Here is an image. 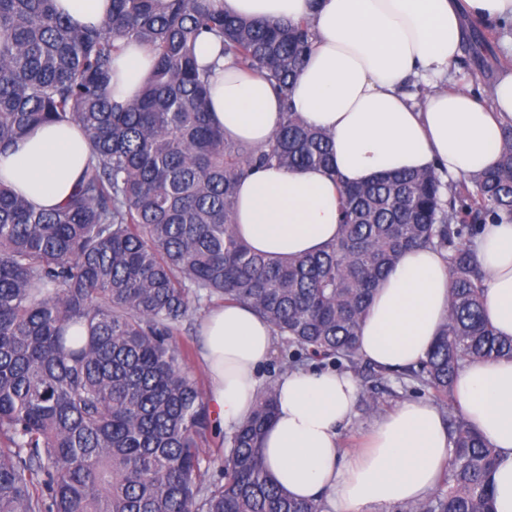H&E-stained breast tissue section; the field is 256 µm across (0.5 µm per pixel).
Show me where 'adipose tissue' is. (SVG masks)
Listing matches in <instances>:
<instances>
[{
  "mask_svg": "<svg viewBox=\"0 0 512 512\" xmlns=\"http://www.w3.org/2000/svg\"><path fill=\"white\" fill-rule=\"evenodd\" d=\"M225 12L268 21L312 20L315 39L297 76L292 104L327 132L337 171L352 184L382 171H436L459 180L493 167L512 123V69L478 97L468 87L433 89L422 103L402 85L453 67L465 17L512 22V0H223ZM199 64L212 68L211 117L227 137L262 146L281 119L272 86L240 71L211 35L198 40ZM152 64L129 45L115 62L116 98H131ZM91 149L72 124H46L0 154V181L40 208L73 193ZM339 191L323 170L256 168L238 185L235 232L271 257L312 254L339 235ZM486 272L485 313L512 336V224L485 225L475 242ZM448 265L434 250L407 252L376 288L358 353L395 370L425 359L449 311ZM210 403L224 427L244 421L273 353L268 323L250 308L211 311L200 330ZM278 410L263 454L270 477L296 498L325 499L331 512H391L426 498L449 464L443 417L409 400L377 419L365 448L340 456V432L359 397L357 380L336 371L291 370L275 381ZM459 410L499 453L492 475L496 512H512V359L474 362L453 385Z\"/></svg>",
  "mask_w": 512,
  "mask_h": 512,
  "instance_id": "ef3b65f1",
  "label": "adipose tissue"
}]
</instances>
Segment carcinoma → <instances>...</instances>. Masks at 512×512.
<instances>
[{
    "instance_id": "1",
    "label": "carcinoma",
    "mask_w": 512,
    "mask_h": 512,
    "mask_svg": "<svg viewBox=\"0 0 512 512\" xmlns=\"http://www.w3.org/2000/svg\"><path fill=\"white\" fill-rule=\"evenodd\" d=\"M204 33L279 96L267 145L211 122L210 68L196 56ZM314 37L308 20L241 18L216 0H112L99 27L74 26L57 0H0V153L62 122L92 151L52 210L0 181V512H326L268 474L272 384L224 436L222 477L205 479L210 410L173 336L195 302L241 304L280 338L285 368L355 366L375 288L418 248L448 263L449 315L403 388L448 410L450 459L402 512H495L496 449L452 411V384L467 362L512 359V337L486 319L472 248L483 225L512 223V129L494 168L457 183L403 171L348 184L330 136L290 97ZM130 43L154 63L122 102L113 64ZM265 165L323 168L340 184L334 243L270 258L235 235L238 184Z\"/></svg>"
}]
</instances>
